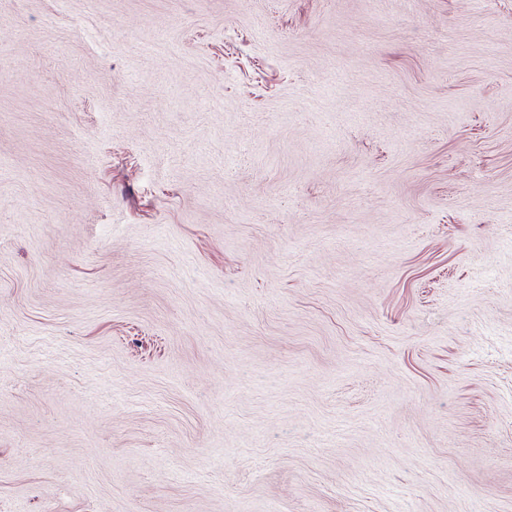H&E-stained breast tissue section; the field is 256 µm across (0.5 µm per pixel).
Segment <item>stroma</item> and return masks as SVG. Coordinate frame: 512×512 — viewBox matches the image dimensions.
I'll use <instances>...</instances> for the list:
<instances>
[{"label":"stroma","mask_w":512,"mask_h":512,"mask_svg":"<svg viewBox=\"0 0 512 512\" xmlns=\"http://www.w3.org/2000/svg\"><path fill=\"white\" fill-rule=\"evenodd\" d=\"M0 512H512V0H0Z\"/></svg>","instance_id":"1"}]
</instances>
